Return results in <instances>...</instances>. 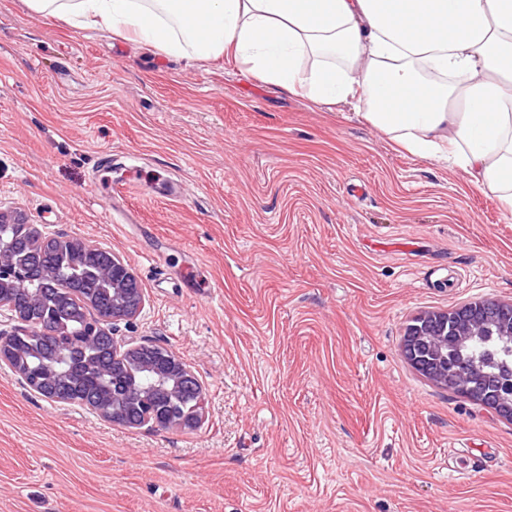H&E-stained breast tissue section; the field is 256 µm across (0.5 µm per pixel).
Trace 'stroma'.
Instances as JSON below:
<instances>
[{
  "label": "stroma",
  "mask_w": 512,
  "mask_h": 512,
  "mask_svg": "<svg viewBox=\"0 0 512 512\" xmlns=\"http://www.w3.org/2000/svg\"><path fill=\"white\" fill-rule=\"evenodd\" d=\"M365 109L0 0V209L122 256L146 303L115 336L205 393L138 429L0 369V512H512V421L401 352L512 303V214Z\"/></svg>",
  "instance_id": "stroma-1"
}]
</instances>
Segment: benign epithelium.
Returning <instances> with one entry per match:
<instances>
[{"mask_svg": "<svg viewBox=\"0 0 512 512\" xmlns=\"http://www.w3.org/2000/svg\"><path fill=\"white\" fill-rule=\"evenodd\" d=\"M23 265L15 260L12 241L0 235V312L12 313L20 322L13 336H29L31 342L26 352H20L13 347L11 339L0 338V362L11 370L31 389L43 393L47 385L61 380L68 374L67 368H58L56 363L68 362L71 344L64 341L60 344L52 362H42L36 368L29 365L28 358L40 357V340L33 337L34 319L30 310L17 306L10 301L16 288L25 280L21 273ZM104 280L112 279V315L93 317L86 320L84 332L87 341L83 344L86 349L96 347L98 336H112L110 325L119 321H129L138 316L145 304V294L139 288L135 274L126 261L112 255V276L100 273ZM487 302L478 301L451 311H436L415 317L410 327L412 331L406 335L414 336V341H403L402 353L415 351L416 343L423 342L428 347L427 359L439 363L448 356V331L460 337L476 336L490 316L486 312ZM112 355V370H123L133 363L140 371H148L154 376V382L148 386H140L136 380L122 391L104 388L101 398L93 406L104 419L122 426L135 427L149 425L155 428L197 426L203 416V387L190 367L176 354L169 351L163 358L155 360L146 352L152 347L146 345L119 344L109 341ZM472 375L459 370L448 373L446 369L434 372L433 381L446 387L448 385L461 390L469 388ZM139 405L137 416L132 417L126 410L127 402Z\"/></svg>", "mask_w": 512, "mask_h": 512, "instance_id": "1", "label": "benign epithelium"}]
</instances>
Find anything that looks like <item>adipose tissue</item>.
<instances>
[{
    "mask_svg": "<svg viewBox=\"0 0 512 512\" xmlns=\"http://www.w3.org/2000/svg\"><path fill=\"white\" fill-rule=\"evenodd\" d=\"M29 2L172 57L231 52L321 102L362 96L372 126L460 169L512 214V0Z\"/></svg>",
    "mask_w": 512,
    "mask_h": 512,
    "instance_id": "adipose-tissue-1",
    "label": "adipose tissue"
}]
</instances>
